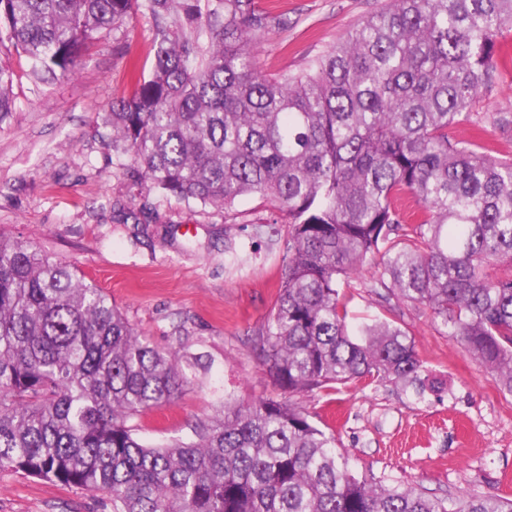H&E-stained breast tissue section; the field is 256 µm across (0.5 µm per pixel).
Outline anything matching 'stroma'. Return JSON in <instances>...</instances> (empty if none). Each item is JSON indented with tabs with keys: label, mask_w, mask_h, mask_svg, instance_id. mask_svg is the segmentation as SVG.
<instances>
[{
	"label": "stroma",
	"mask_w": 512,
	"mask_h": 512,
	"mask_svg": "<svg viewBox=\"0 0 512 512\" xmlns=\"http://www.w3.org/2000/svg\"><path fill=\"white\" fill-rule=\"evenodd\" d=\"M381 0H281L287 27L256 49L259 71L297 73L343 39ZM153 60L144 18L97 35L74 76L35 85L10 44L13 109L0 115V232L62 260L107 292L151 345L199 359L193 386L135 419L148 445L190 435L225 396L247 404L274 395L254 348L281 283L284 242L254 227L271 216L261 198L229 209L165 200L137 184L112 147L105 116L137 88ZM500 78L476 108L512 112V34L496 56ZM147 230L135 234L134 224ZM364 268L351 282L350 323L389 321L412 336L439 394L391 382L296 396L335 433L357 474L437 496H512V394L448 336L430 310L386 296ZM0 512H104L76 488L0 470Z\"/></svg>",
	"instance_id": "35a3bbf8"
}]
</instances>
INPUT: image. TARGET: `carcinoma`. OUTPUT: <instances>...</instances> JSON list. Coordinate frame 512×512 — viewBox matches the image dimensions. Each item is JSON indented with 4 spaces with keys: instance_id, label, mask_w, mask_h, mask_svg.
Segmentation results:
<instances>
[{
    "instance_id": "1",
    "label": "carcinoma",
    "mask_w": 512,
    "mask_h": 512,
    "mask_svg": "<svg viewBox=\"0 0 512 512\" xmlns=\"http://www.w3.org/2000/svg\"><path fill=\"white\" fill-rule=\"evenodd\" d=\"M149 19L154 63L112 102V145L165 198L226 209L257 195L288 243L259 329L274 387L318 395L356 379L422 396L414 340L351 329L339 288L364 265L429 308L512 394V157L452 130L512 125L474 111L512 32V0H387L296 74L254 49L284 23L257 0H0V43L49 83L95 35ZM0 64V113L13 110ZM408 192L413 224L394 206ZM192 384L101 288L0 234V470L86 491L108 512H512V498L429 496L358 476L291 400L224 399L193 437L147 446L132 421Z\"/></svg>"
}]
</instances>
